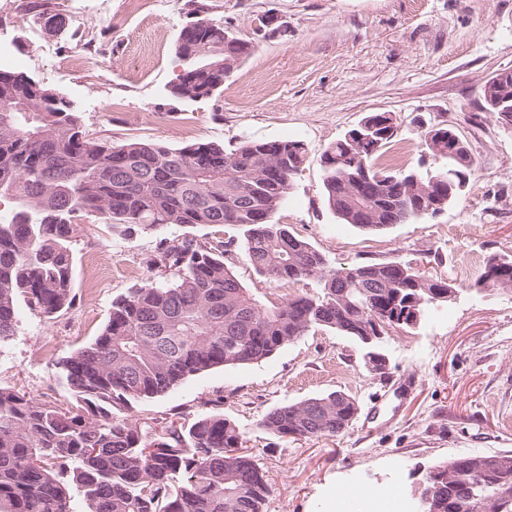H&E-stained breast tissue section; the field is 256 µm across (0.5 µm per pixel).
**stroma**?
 <instances>
[{"label":"stroma","instance_id":"1","mask_svg":"<svg viewBox=\"0 0 512 512\" xmlns=\"http://www.w3.org/2000/svg\"><path fill=\"white\" fill-rule=\"evenodd\" d=\"M28 2L0 0L12 70L62 92L86 135L173 148L216 141L228 150L300 141L306 161L276 222L335 265L409 262L457 290L416 327L389 331L388 379L366 370L353 339L314 329L260 362L213 369L137 405L135 419L193 416L223 398L225 418L246 432L272 486L263 512H330L349 488L392 484L409 504L434 464L512 451V289L473 288L490 255L512 256V128L485 109L481 94L489 78L512 69V0H208L212 23L236 36L254 38L265 14L285 31L254 39L223 86L198 101L168 96L182 70L175 50L191 20L189 0H48L68 22L56 36L34 22ZM86 43L101 50L102 65H69ZM143 112L153 123H140ZM373 112L394 116L398 133L382 152L404 148L407 168L417 166L432 125L469 142L475 172L438 217L370 231L340 223L328 207L322 154ZM187 238L231 243L227 263L243 285L281 299L247 261L238 227L169 225L125 237L90 216L75 245L72 307L50 319L19 308L17 332L0 346V387L42 403L67 400L56 361L100 334L115 299L156 279L149 262L160 242ZM333 391L360 404L346 434L295 440L258 426L273 408Z\"/></svg>","mask_w":512,"mask_h":512}]
</instances>
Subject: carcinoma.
I'll list each match as a JSON object with an SVG mask.
<instances>
[{"mask_svg": "<svg viewBox=\"0 0 512 512\" xmlns=\"http://www.w3.org/2000/svg\"><path fill=\"white\" fill-rule=\"evenodd\" d=\"M189 2L195 20L179 34L184 72L170 94L195 101L224 85L253 40L210 22L204 0ZM30 11L65 30L48 4ZM481 93L492 113L512 105V74L489 79ZM23 100L37 111H0V199L14 203L0 213V344L15 335L20 305L47 318L73 305V249L88 216L122 235L236 224L256 273L274 283L308 280L315 291L275 303L235 276L224 259L231 243L160 245L150 265L172 275L113 301L102 332L55 363L68 407L0 388V512H70L76 494L85 512H263L272 487L222 401L204 402L189 424L163 418L146 426L133 418L135 405L215 367L257 363L312 328L354 339L364 365L380 373L383 341L369 337L402 327L414 310L425 315L456 289L403 262L337 267L275 223L306 159L299 141H249L231 151L214 141L99 142L62 93L1 71L0 108ZM383 116H366L322 154L325 198L343 224L381 230L434 217L474 173L469 143L448 126L425 135L438 166H378L396 136ZM490 287L512 288V256L488 259L476 292ZM359 410L355 397L336 391L273 408L259 427L280 438L334 437ZM421 485L442 512H512V453L460 455L429 468Z\"/></svg>", "mask_w": 512, "mask_h": 512, "instance_id": "carcinoma-1", "label": "carcinoma"}]
</instances>
